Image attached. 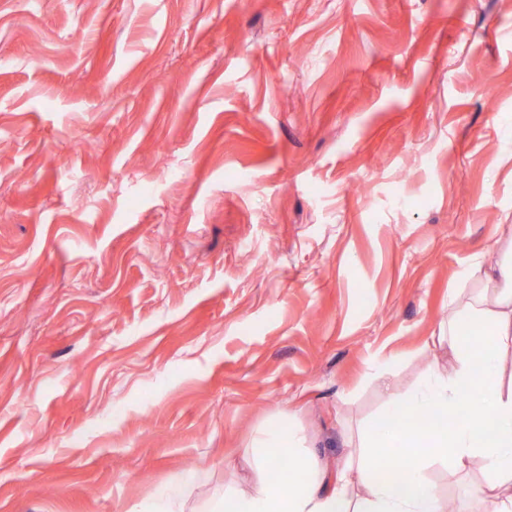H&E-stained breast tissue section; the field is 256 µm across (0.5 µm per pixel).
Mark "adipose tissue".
Instances as JSON below:
<instances>
[{
  "label": "adipose tissue",
  "mask_w": 512,
  "mask_h": 512,
  "mask_svg": "<svg viewBox=\"0 0 512 512\" xmlns=\"http://www.w3.org/2000/svg\"><path fill=\"white\" fill-rule=\"evenodd\" d=\"M472 278L473 288L452 291L448 300L441 332L451 364L432 367L410 393L397 389L387 372L376 374L385 411L335 473L302 453L294 427L265 429L244 454L250 490L224 494L210 512H444L427 475L436 459L454 471L480 460L493 512H512V385L502 379L512 360V248L479 263ZM408 411L430 420L404 427ZM393 452L398 472L376 476L381 458ZM286 458L295 474L276 478Z\"/></svg>",
  "instance_id": "1"
}]
</instances>
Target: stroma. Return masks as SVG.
I'll list each match as a JSON object with an SVG mask.
<instances>
[{
  "label": "stroma",
  "mask_w": 512,
  "mask_h": 512,
  "mask_svg": "<svg viewBox=\"0 0 512 512\" xmlns=\"http://www.w3.org/2000/svg\"><path fill=\"white\" fill-rule=\"evenodd\" d=\"M87 2L0 0V512L335 467L512 237V0Z\"/></svg>",
  "instance_id": "1"
}]
</instances>
